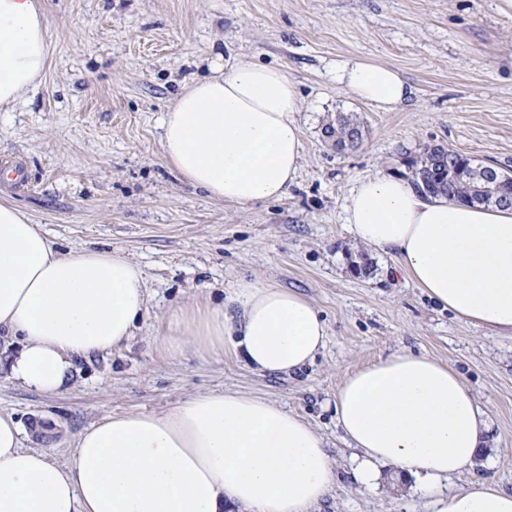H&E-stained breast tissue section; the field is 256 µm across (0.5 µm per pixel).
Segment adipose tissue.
I'll return each mask as SVG.
<instances>
[{"instance_id":"obj_1","label":"adipose tissue","mask_w":512,"mask_h":512,"mask_svg":"<svg viewBox=\"0 0 512 512\" xmlns=\"http://www.w3.org/2000/svg\"><path fill=\"white\" fill-rule=\"evenodd\" d=\"M48 25L34 0H0V110L45 72ZM339 84L385 110L410 89L395 69L347 62ZM297 86L279 68L241 63L186 84L166 112L161 152L181 178L232 204L284 198L299 171ZM346 224L363 245L396 255L407 278L473 325L512 333V209L431 197L398 174L360 179ZM144 273L118 250L62 254L18 207L0 203V330L17 345L13 380L52 396L77 358L126 342L146 306ZM169 354L229 351L254 370L292 374L325 347L328 326L303 295L255 277L223 303L178 306ZM333 411L357 452L361 484L391 463L421 479L434 512H512V492L483 482L443 492L477 457L485 413L451 365L401 352L349 372ZM0 413V512H310L332 460L299 415L259 397L214 391L160 413L108 414L79 435L65 464L21 445Z\"/></svg>"}]
</instances>
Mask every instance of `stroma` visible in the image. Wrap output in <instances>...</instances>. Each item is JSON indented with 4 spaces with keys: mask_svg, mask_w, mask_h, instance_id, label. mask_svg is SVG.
Returning a JSON list of instances; mask_svg holds the SVG:
<instances>
[{
    "mask_svg": "<svg viewBox=\"0 0 512 512\" xmlns=\"http://www.w3.org/2000/svg\"><path fill=\"white\" fill-rule=\"evenodd\" d=\"M48 22L44 79L0 111V202L17 206L66 253L122 251L144 271L146 311L123 345L75 361L64 392L44 396L0 370V412L27 448L55 462L102 416L161 412L217 390L264 397L324 438L334 481L311 512H431L415 477L380 466L354 476L333 399L347 372L400 351L452 364L485 411L482 452L448 484L512 491V333L457 319L415 288L390 254L358 243L345 198L377 170L411 178L409 157L441 144L512 173V14L498 0H37ZM225 66L283 68L298 84L303 159L278 202L237 205L196 190L163 160L160 124L182 87ZM395 68L411 89L386 111L336 82L354 58ZM357 117L360 145L336 152L322 128ZM259 277L300 293L329 336L312 364L260 374L227 354L157 347L172 308L220 301ZM46 423L35 439L32 421Z\"/></svg>",
    "mask_w": 512,
    "mask_h": 512,
    "instance_id": "obj_1",
    "label": "stroma"
}]
</instances>
